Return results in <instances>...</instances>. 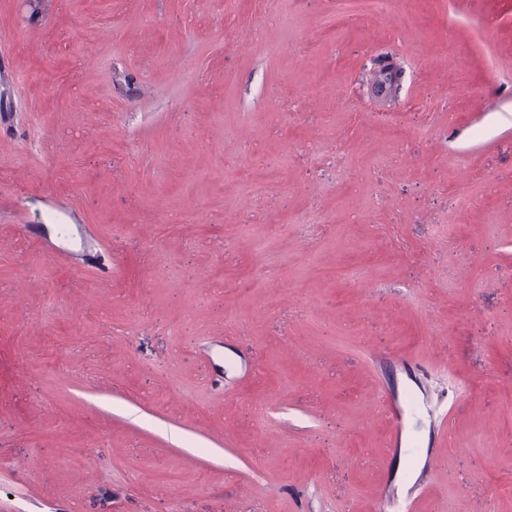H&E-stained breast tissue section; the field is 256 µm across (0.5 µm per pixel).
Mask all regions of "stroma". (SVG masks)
Returning <instances> with one entry per match:
<instances>
[{"label":"stroma","mask_w":512,"mask_h":512,"mask_svg":"<svg viewBox=\"0 0 512 512\" xmlns=\"http://www.w3.org/2000/svg\"><path fill=\"white\" fill-rule=\"evenodd\" d=\"M340 3L0 0V512H512V0Z\"/></svg>","instance_id":"35a3bbf8"}]
</instances>
